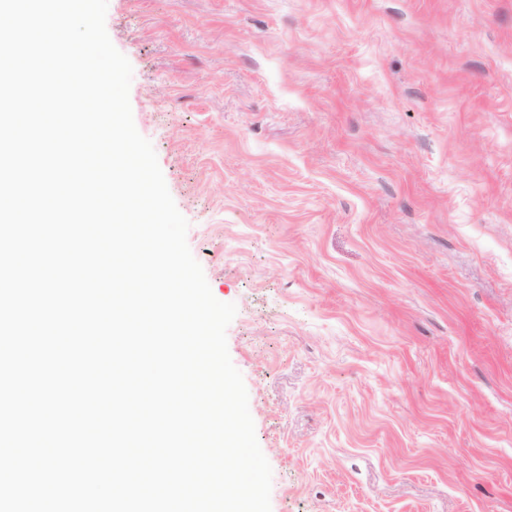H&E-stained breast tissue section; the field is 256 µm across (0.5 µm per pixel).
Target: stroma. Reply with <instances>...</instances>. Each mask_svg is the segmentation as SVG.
Segmentation results:
<instances>
[{
	"label": "stroma",
	"mask_w": 512,
	"mask_h": 512,
	"mask_svg": "<svg viewBox=\"0 0 512 512\" xmlns=\"http://www.w3.org/2000/svg\"><path fill=\"white\" fill-rule=\"evenodd\" d=\"M271 512H512V0H109Z\"/></svg>",
	"instance_id": "35a3bbf8"
}]
</instances>
